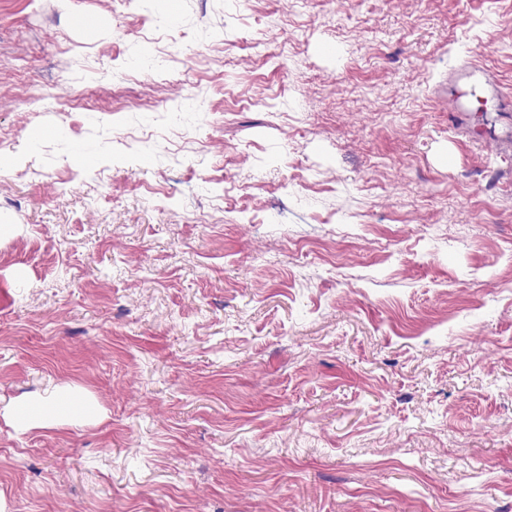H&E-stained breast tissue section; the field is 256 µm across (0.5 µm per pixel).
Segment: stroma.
Wrapping results in <instances>:
<instances>
[{"instance_id":"obj_1","label":"stroma","mask_w":512,"mask_h":512,"mask_svg":"<svg viewBox=\"0 0 512 512\" xmlns=\"http://www.w3.org/2000/svg\"><path fill=\"white\" fill-rule=\"evenodd\" d=\"M467 58L512 0H0V512H512ZM57 400L53 394H47L35 401L24 403L15 408L14 419L19 424L39 422L50 424L60 416Z\"/></svg>"}]
</instances>
